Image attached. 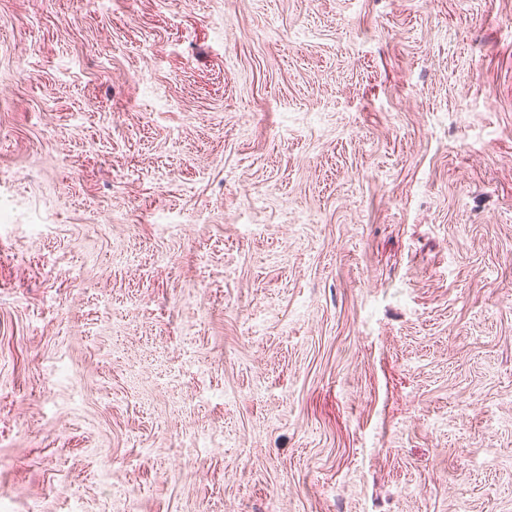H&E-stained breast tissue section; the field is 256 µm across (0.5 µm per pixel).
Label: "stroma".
Segmentation results:
<instances>
[{
    "label": "stroma",
    "mask_w": 512,
    "mask_h": 512,
    "mask_svg": "<svg viewBox=\"0 0 512 512\" xmlns=\"http://www.w3.org/2000/svg\"><path fill=\"white\" fill-rule=\"evenodd\" d=\"M0 512H512V0H0Z\"/></svg>",
    "instance_id": "obj_1"
}]
</instances>
